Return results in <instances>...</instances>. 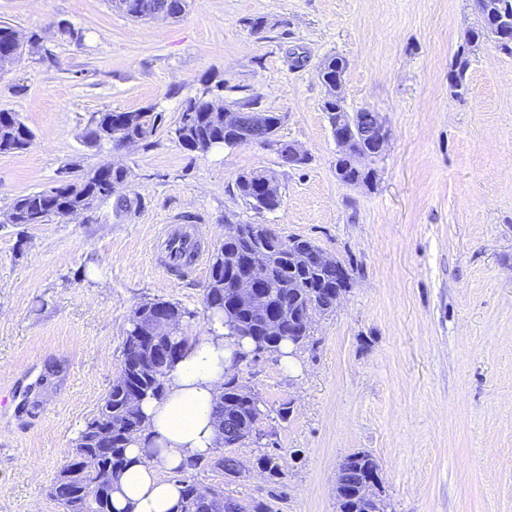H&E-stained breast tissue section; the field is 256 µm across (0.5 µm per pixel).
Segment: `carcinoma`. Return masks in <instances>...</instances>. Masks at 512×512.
Instances as JSON below:
<instances>
[{"instance_id":"carcinoma-1","label":"carcinoma","mask_w":512,"mask_h":512,"mask_svg":"<svg viewBox=\"0 0 512 512\" xmlns=\"http://www.w3.org/2000/svg\"><path fill=\"white\" fill-rule=\"evenodd\" d=\"M34 45L33 37L14 25L0 23V53L10 47ZM123 113L104 110L93 113L87 122L84 135L90 147L102 148L115 140L126 138L139 144H148L163 121L162 113L149 109L143 115L140 126L130 127L122 123ZM175 130L185 131V141L180 143L190 149L188 140L199 143L207 152L217 147H228L240 138L235 124L224 116V102L207 101L191 103L187 96L182 101ZM33 133L17 113L0 111V154L27 149ZM128 171L122 166L104 163L84 172L65 185H53L46 189L22 194L13 199L8 212L18 214L21 224L28 217L39 215L45 224L56 218V213L66 208L77 214L94 209L98 203L116 197L115 209L126 211L131 200L117 195L127 182ZM274 176L265 171L253 170L240 174L237 188L241 197L252 203V187ZM263 250L267 257L266 295L267 304L283 318V334L270 336L266 332L265 318L244 305H226L224 290L232 287L237 271L242 267L246 254ZM336 291V263L315 265L311 261V241L299 237L286 239L271 236L266 225L253 224L245 238H225L214 250L210 259V273L204 289V314L224 321L233 336L239 328L252 333L255 341L269 351L291 340L297 345L311 337L309 317L314 313L325 314L334 309ZM148 318L135 308L127 319V327L121 347V371L119 377L103 398L96 415L88 419L75 439V451L61 467L55 478L50 497L62 512H113L112 477L121 473L129 463L126 451L132 440L142 431L145 417L140 404L146 399H159L165 391L168 373L190 344V337L181 329L169 336L171 354L167 357L153 355L149 345L140 339L148 329ZM262 404L259 394L244 392V385L233 376L224 383V390L215 402L218 426L216 447L204 458L190 462L173 471L174 480L182 485L179 512H277L275 498H254L243 504L220 493L210 495L211 486L198 480V472L207 468L224 471L235 459L224 455L223 449L246 444L252 435L256 420V406ZM96 448L100 466L110 471V479L103 480L89 470L82 478H68V473L80 465L85 448ZM281 455L275 448L261 454L256 466L265 473L267 480L277 483L282 475ZM374 457L366 452L351 455L347 465L337 476L341 488L353 490L358 481L378 473ZM344 507L350 512H372L375 504L353 492L347 496Z\"/></svg>"}]
</instances>
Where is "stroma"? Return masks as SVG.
Masks as SVG:
<instances>
[{"label":"stroma","instance_id":"35a3bbf8","mask_svg":"<svg viewBox=\"0 0 512 512\" xmlns=\"http://www.w3.org/2000/svg\"><path fill=\"white\" fill-rule=\"evenodd\" d=\"M0 21L39 39L0 74V111L33 133L0 154V214L60 171L104 162L127 168L121 192L137 203L0 223V512H62L49 489L119 373L136 306L179 303L194 314L187 335L205 332L208 275L167 274L158 238L199 224L210 251L228 222L310 239L350 283L295 349L296 371L274 352L239 365L243 385L292 412L264 422L261 445L232 449L242 477L201 481L245 503L276 496L280 512H336L338 467L365 451L388 512H512V53L466 44L482 23L474 0H190L150 21L111 0H0ZM331 56L346 63V109L379 112L390 133L362 162L365 186L336 175L318 77ZM212 78L225 101L256 94L284 115L280 138L308 162L283 166L255 144L182 148L181 102ZM150 106L163 115L150 144H85L93 113ZM253 169L278 181L276 211L240 198L236 179ZM269 448L284 456L276 485L254 466Z\"/></svg>","mask_w":512,"mask_h":512}]
</instances>
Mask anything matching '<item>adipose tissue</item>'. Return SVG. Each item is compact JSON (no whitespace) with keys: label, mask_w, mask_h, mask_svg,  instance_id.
Here are the masks:
<instances>
[{"label":"adipose tissue","mask_w":512,"mask_h":512,"mask_svg":"<svg viewBox=\"0 0 512 512\" xmlns=\"http://www.w3.org/2000/svg\"><path fill=\"white\" fill-rule=\"evenodd\" d=\"M249 340L228 336L221 321L209 323L171 368L163 399L142 403L145 429L129 446V466L112 491L116 512H177L180 486L160 478L157 466L172 469L209 455L215 446L214 401L236 357L250 353Z\"/></svg>","instance_id":"ef3b65f1"}]
</instances>
